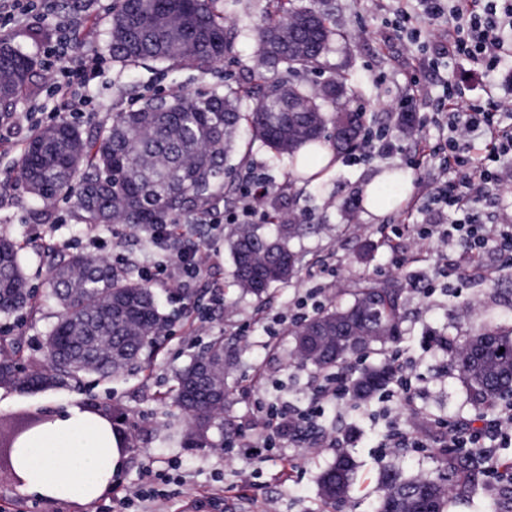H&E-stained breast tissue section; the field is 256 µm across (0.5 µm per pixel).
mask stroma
Here are the masks:
<instances>
[{
  "label": "stroma",
  "instance_id": "1",
  "mask_svg": "<svg viewBox=\"0 0 512 512\" xmlns=\"http://www.w3.org/2000/svg\"><path fill=\"white\" fill-rule=\"evenodd\" d=\"M339 32L324 58L320 72L304 74V81L320 83L349 75L362 84L366 95V127H387L395 149L384 157L365 158L350 164L339 161L327 185L306 186L289 175L290 166L270 150L256 147L237 153L241 168L261 165L282 192L276 206L283 213L303 212V232L290 247L301 258L299 278L277 287L264 301L225 291L219 306L200 301L184 306L173 291L158 289L160 309L171 320L170 332L152 352L148 369H132L116 380L84 375L76 384L23 391L0 386V439L26 416L50 415L73 406L90 407L105 414L124 443V466L112 487L97 501L77 506L60 500L38 499L24 494L9 478L0 479V512H106V507L124 489L140 483L144 468L166 473L176 470L181 483L166 484L167 495L159 503L161 512H183L188 496L216 498L213 512H375L382 466L395 468L403 476L427 475L438 462L431 447L402 451L382 448L380 441L393 423L405 415L399 404L384 407L377 400L362 405L347 402L324 406L316 420L317 431L340 432L349 438L348 449L357 469L353 484L337 505L325 504L318 477L330 465L336 451L305 448L295 441H282L270 450L253 443V424L258 404L282 401L307 406L316 379L310 370L291 363L294 341L291 326L270 335L268 322L275 313L292 305L299 293L322 287L327 301L343 304L351 300L352 289L366 278H381L390 266V255L380 227L386 220L400 224L409 260L402 272L409 280L405 288L407 312L404 336L387 343L383 350L349 359L352 374L401 354L413 365L414 400L427 414L450 422L484 412L460 380L458 365L450 354L433 346L434 337L461 341L487 326L512 329V269L485 279L453 278L439 281L433 294L415 289L418 281L429 279L432 263L418 238L420 215L405 217L402 208L387 216H368L362 198L363 186L389 168H405V155L413 144L414 129L404 127L398 105L410 88L411 76H419L429 90L417 115H424L441 94L439 78L429 67V54L391 25L388 0H325ZM271 9L270 0H227L224 18L239 32L233 57L211 70L169 65H125L111 59L110 18L112 0H102L99 9L78 12L80 43L107 56L108 61L90 88L95 108L83 126L106 120L112 113L128 110L141 95L179 89L196 91L246 83L259 69L256 28ZM460 85L482 91L495 85L499 94L512 93V68L485 75L472 70L467 60L450 63ZM31 133L27 122L0 133V190L7 200L0 204V236L25 242V271L33 295V310L0 316V331L22 344V366L42 369L46 360L45 338L56 321L57 308L48 298L43 240L37 239L39 222L31 214L30 198L12 183L15 159ZM489 216L488 228L496 232L512 228V177L490 185L481 206ZM230 227L224 222L195 224L189 228L190 242L202 244L210 254L212 277L220 283L231 279L233 270L225 241ZM331 256L334 273L321 272L316 262ZM224 336L239 351L228 381L235 388V428L217 438L215 447L187 445V421L164 396L176 372L190 358L203 351L216 336Z\"/></svg>",
  "mask_w": 512,
  "mask_h": 512
}]
</instances>
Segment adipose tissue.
Returning <instances> with one entry per match:
<instances>
[{
    "label": "adipose tissue",
    "instance_id": "obj_1",
    "mask_svg": "<svg viewBox=\"0 0 512 512\" xmlns=\"http://www.w3.org/2000/svg\"><path fill=\"white\" fill-rule=\"evenodd\" d=\"M14 458L28 495L88 504L111 486L124 455L109 420L71 408L49 415Z\"/></svg>",
    "mask_w": 512,
    "mask_h": 512
}]
</instances>
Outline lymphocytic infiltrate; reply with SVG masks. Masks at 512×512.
<instances>
[{"label": "lymphocytic infiltrate", "mask_w": 512, "mask_h": 512, "mask_svg": "<svg viewBox=\"0 0 512 512\" xmlns=\"http://www.w3.org/2000/svg\"><path fill=\"white\" fill-rule=\"evenodd\" d=\"M417 17L426 19V26H414ZM392 24L412 42L432 46L440 56L466 57L487 74L512 63V0H397ZM56 30V43L44 61L53 74L46 94L54 100L56 112L77 118L91 105L86 89L98 76L102 57L93 48L73 54L77 32L70 21L58 20ZM442 86V96L424 121L437 130L439 139L434 143L420 139L410 157L413 168L432 164L438 174L423 183L411 207L427 218L421 238L432 247L437 277H484L490 272L488 259H495L498 268L512 267V233L492 241L477 208L489 185L498 181L501 166L512 162V96L490 92L471 98L452 81H443ZM271 186L262 168L251 166L241 180L233 209L224 216L225 223L267 221L260 199ZM154 235L170 252L143 266L145 280L158 281L185 295L206 279L209 257L198 248L181 246V222L157 225ZM453 241L463 252L458 261L449 263L445 253ZM395 367V394L409 410L410 420L387 435L382 445L418 448L422 445L420 413L414 405L412 370L400 359ZM350 382L349 370L336 368L318 378L315 400L306 407L284 404L262 414L259 438L263 445L275 446L284 437H295L298 428L314 426L322 404L337 405L350 396ZM435 426L440 447L485 449L489 475H512V465L496 456L497 449L512 446L511 405L492 419H465L452 425L439 420Z\"/></svg>", "instance_id": "1"}]
</instances>
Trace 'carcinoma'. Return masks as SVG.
Masks as SVG:
<instances>
[{"instance_id":"cac0c4a2","label":"carcinoma","mask_w":512,"mask_h":512,"mask_svg":"<svg viewBox=\"0 0 512 512\" xmlns=\"http://www.w3.org/2000/svg\"><path fill=\"white\" fill-rule=\"evenodd\" d=\"M266 16L259 39L261 69L247 89L227 87L197 93L158 92L109 121L81 128L62 115L49 129L37 128L24 143L13 166L12 180L25 185L33 213L44 224L56 223L57 200H71V218L85 227L109 228L124 224L152 244V229L175 217L208 214L235 195V167L228 164L241 123L251 130L250 144L288 157L297 177L318 181L326 171L309 173L321 160V145L337 153L359 143L363 113L351 108L364 89L346 76L326 84L296 83L292 77L321 67L336 29L327 13L293 5ZM112 59L123 63L177 62L208 70L233 54L237 31L224 22L217 0H112ZM300 44L288 48L294 38ZM37 61L8 39H0V116L17 110L22 96L37 94L33 81ZM256 103L241 109L244 96ZM346 124L350 135L340 139L336 128ZM299 226L277 225L276 234L260 233L256 224L241 225L229 233L233 278L241 294L258 300L273 286L300 274V260L288 246ZM50 295L59 306L57 322L46 345L58 351L52 373L39 370L22 380L8 351L0 355V384L30 387L64 386L77 377L95 373L109 378L136 366L152 350L167 326L151 286L126 278L103 257L83 250L52 260L46 268ZM31 298L23 248L0 238V314L27 307ZM400 278L367 279L345 305H330L297 326L298 337L321 326L340 325V335L320 341L314 354L294 348L295 364L328 372L373 343L400 339L402 332ZM206 354L224 360L229 370L235 357L216 336ZM464 384L477 402H512V331L483 329L455 349ZM195 363L176 374V386L167 396L191 423L193 442L209 445L214 426L233 425L234 390L222 376L218 390L206 400L195 399L190 384ZM392 369L380 366L353 381L357 396L365 398L390 383ZM436 475L403 479L389 466L380 472L377 512H450L463 486L486 477L482 454L476 449H436ZM356 463L348 453L320 476V490L329 502L342 499L351 486Z\"/></svg>"}]
</instances>
